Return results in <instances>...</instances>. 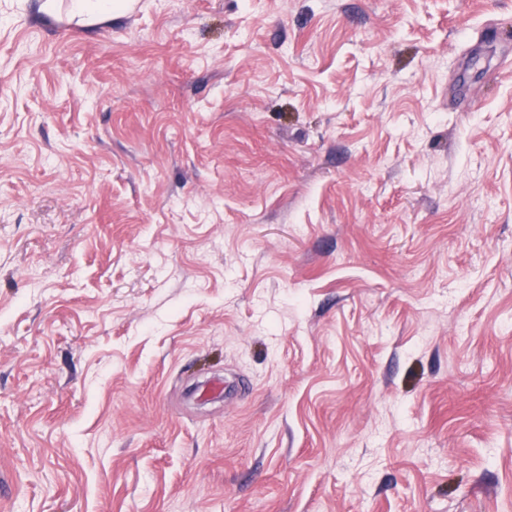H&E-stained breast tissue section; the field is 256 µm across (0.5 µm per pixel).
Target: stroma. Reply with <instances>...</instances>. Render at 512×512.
<instances>
[{
  "label": "stroma",
  "mask_w": 512,
  "mask_h": 512,
  "mask_svg": "<svg viewBox=\"0 0 512 512\" xmlns=\"http://www.w3.org/2000/svg\"><path fill=\"white\" fill-rule=\"evenodd\" d=\"M44 2L0 0V512H512V0ZM121 4L112 0H72V9L77 14H92L103 21L112 15V10Z\"/></svg>",
  "instance_id": "stroma-1"
}]
</instances>
